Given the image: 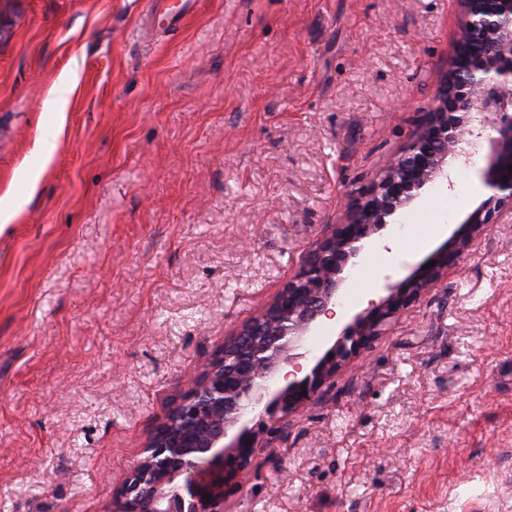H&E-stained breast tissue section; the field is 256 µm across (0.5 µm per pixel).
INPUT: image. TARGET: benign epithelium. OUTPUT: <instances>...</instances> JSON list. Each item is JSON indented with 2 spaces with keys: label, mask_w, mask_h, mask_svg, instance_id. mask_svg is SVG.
I'll list each match as a JSON object with an SVG mask.
<instances>
[{
  "label": "benign epithelium",
  "mask_w": 512,
  "mask_h": 512,
  "mask_svg": "<svg viewBox=\"0 0 512 512\" xmlns=\"http://www.w3.org/2000/svg\"><path fill=\"white\" fill-rule=\"evenodd\" d=\"M456 56L435 105L408 143L359 192L346 223L318 239L299 272L259 314L224 341L172 408L132 468L115 512H224L237 473L248 466L263 434L307 405L324 384L383 333L468 250L472 238L512 212V0H462ZM488 145L479 175L490 194L442 246L403 280L388 284L345 325L337 340L301 378L285 364L306 354V336L333 315L345 271L386 224L421 190L447 176L448 158ZM431 268H424L430 261Z\"/></svg>",
  "instance_id": "obj_1"
}]
</instances>
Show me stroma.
Here are the masks:
<instances>
[{"instance_id": "1", "label": "stroma", "mask_w": 512, "mask_h": 512, "mask_svg": "<svg viewBox=\"0 0 512 512\" xmlns=\"http://www.w3.org/2000/svg\"><path fill=\"white\" fill-rule=\"evenodd\" d=\"M0 0V512H113L199 371L434 106L460 0ZM73 84L63 115L46 102ZM381 231L427 238L474 169ZM40 172L37 186L24 175ZM227 512H512V219L264 435ZM151 12L153 25L163 30H174L177 22L187 17L195 0H154Z\"/></svg>"}]
</instances>
